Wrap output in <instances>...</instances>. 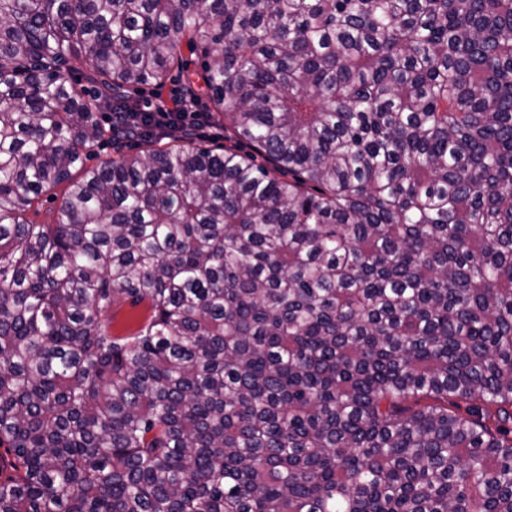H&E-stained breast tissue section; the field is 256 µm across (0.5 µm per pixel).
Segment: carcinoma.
I'll return each mask as SVG.
<instances>
[{
    "label": "carcinoma",
    "mask_w": 512,
    "mask_h": 512,
    "mask_svg": "<svg viewBox=\"0 0 512 512\" xmlns=\"http://www.w3.org/2000/svg\"><path fill=\"white\" fill-rule=\"evenodd\" d=\"M184 46L224 146L126 116ZM0 448V512H512V0H0ZM64 188L65 185L61 184L44 194L40 202L27 211V220L32 224H51ZM114 322L112 328L114 334H126L138 327L143 315L142 308L131 309L127 304L117 303L114 306Z\"/></svg>",
    "instance_id": "cac0c4a2"
}]
</instances>
